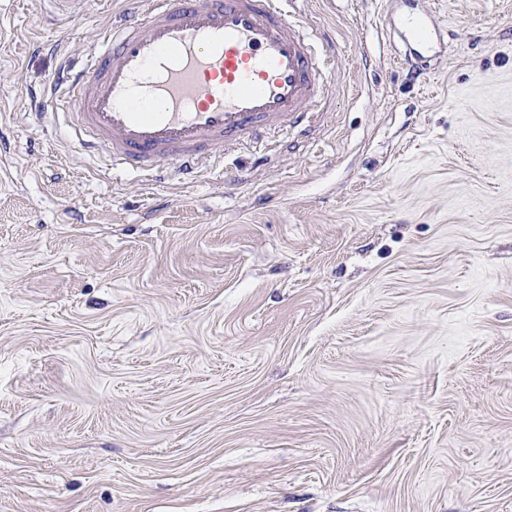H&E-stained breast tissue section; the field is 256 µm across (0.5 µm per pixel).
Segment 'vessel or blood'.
Here are the masks:
<instances>
[{
	"label": "vessel or blood",
	"instance_id": "vessel-or-blood-1",
	"mask_svg": "<svg viewBox=\"0 0 512 512\" xmlns=\"http://www.w3.org/2000/svg\"><path fill=\"white\" fill-rule=\"evenodd\" d=\"M123 23L103 29L99 50L57 75L44 104L70 117L83 152L102 151L127 171L187 178L212 151L244 147L265 130L309 119L324 71L293 0H130ZM419 0L388 20L422 74L443 44L436 12Z\"/></svg>",
	"mask_w": 512,
	"mask_h": 512
}]
</instances>
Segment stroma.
I'll return each instance as SVG.
<instances>
[{
  "label": "stroma",
  "mask_w": 512,
  "mask_h": 512,
  "mask_svg": "<svg viewBox=\"0 0 512 512\" xmlns=\"http://www.w3.org/2000/svg\"><path fill=\"white\" fill-rule=\"evenodd\" d=\"M296 0L307 138L193 183L82 153L26 93L123 0H0V512H512V0ZM405 9L398 14H391L387 25L397 33L406 46L401 60L411 68L413 74L421 75L426 70L428 55L438 46L443 48V27L436 12L421 9V0H402Z\"/></svg>",
  "instance_id": "1"
}]
</instances>
